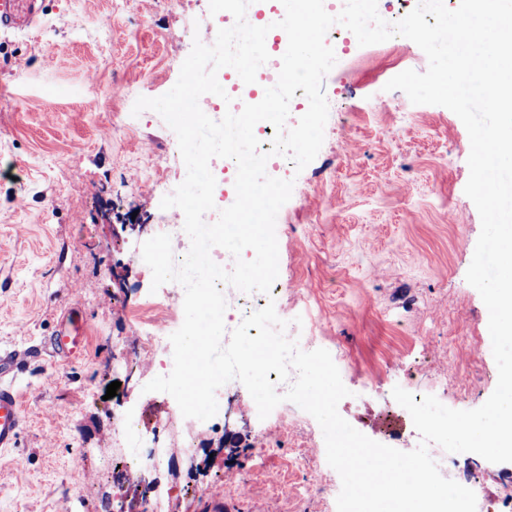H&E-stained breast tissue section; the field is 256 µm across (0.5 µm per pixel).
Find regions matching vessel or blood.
<instances>
[{
	"instance_id": "obj_1",
	"label": "vessel or blood",
	"mask_w": 512,
	"mask_h": 512,
	"mask_svg": "<svg viewBox=\"0 0 512 512\" xmlns=\"http://www.w3.org/2000/svg\"><path fill=\"white\" fill-rule=\"evenodd\" d=\"M44 0H0V34L28 31L38 25ZM88 346L86 325L78 317L64 321L55 336L29 347L0 349V449L15 447L22 429L18 380L35 360L49 355L70 359Z\"/></svg>"
}]
</instances>
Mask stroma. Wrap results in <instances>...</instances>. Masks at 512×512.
<instances>
[{"label": "stroma", "mask_w": 512, "mask_h": 512, "mask_svg": "<svg viewBox=\"0 0 512 512\" xmlns=\"http://www.w3.org/2000/svg\"><path fill=\"white\" fill-rule=\"evenodd\" d=\"M45 10L36 30L0 38V348L48 339L72 311L90 342L84 356H46L23 376L22 431L0 451V512H111L134 498L113 474L117 417L135 409L150 430L169 411L143 390L156 362L113 370V347L146 335L155 305L172 328L184 320L180 299L152 289L131 249L155 225L183 226L182 211L160 203L186 166L168 160L173 131L161 116L132 108L175 85L192 30L217 18L209 0H46ZM427 68L410 40L338 58L323 82L322 147L276 221L277 315L313 325L349 363L341 416L405 452L420 436L392 391L409 373L419 396L448 390L456 410L482 406L498 380L488 310L466 280L481 231L464 192L468 132L448 108L385 88ZM314 424L293 405L284 428L218 414L189 454L170 433L175 461L160 483L189 491L169 512H336L334 499L306 492L319 482L304 460ZM262 442L268 453L253 458ZM445 476L475 480L477 512H488L512 463L455 453Z\"/></svg>", "instance_id": "1"}]
</instances>
